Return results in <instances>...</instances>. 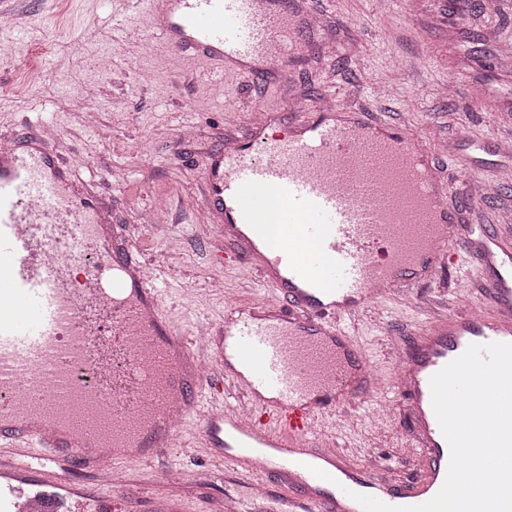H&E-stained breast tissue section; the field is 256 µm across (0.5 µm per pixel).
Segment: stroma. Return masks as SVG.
<instances>
[{
  "mask_svg": "<svg viewBox=\"0 0 512 512\" xmlns=\"http://www.w3.org/2000/svg\"><path fill=\"white\" fill-rule=\"evenodd\" d=\"M327 12L316 34L327 54L298 60L294 92L313 108L325 92L347 91L360 111L414 130L421 147L440 155L453 201L466 202L479 223H496L512 201V183L496 180L512 159L493 149L512 137V70L495 61L498 43L512 35V0H331ZM217 78L208 65L155 42L148 16L126 0H26L22 24L0 19V134L27 119L53 124L74 176L95 183L118 223H142L161 202L179 208V222L144 240L143 249L147 262L169 258L167 300L185 327L220 319L229 302L267 297L255 271L210 259L219 242L198 202L203 151L225 128L247 133L268 104L241 81L217 98ZM472 139L489 147L481 174L494 184L479 199L469 193L465 144ZM216 280L222 291L213 289ZM476 283L454 268L363 317L356 340L380 382L362 403L337 413L339 448L373 457L397 480L412 472L399 431L386 441L378 436L393 383L391 336L424 322L431 301L450 313L468 308ZM173 466L199 472L211 496L239 491L223 464L187 448L145 472L148 490H162Z\"/></svg>",
  "mask_w": 512,
  "mask_h": 512,
  "instance_id": "obj_1",
  "label": "stroma"
}]
</instances>
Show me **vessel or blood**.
<instances>
[{"label":"vessel or blood","instance_id":"b4317fda","mask_svg":"<svg viewBox=\"0 0 512 512\" xmlns=\"http://www.w3.org/2000/svg\"><path fill=\"white\" fill-rule=\"evenodd\" d=\"M168 48L224 76L284 93L320 14L315 0H129ZM288 136L225 137L206 155L202 207L224 227L213 263L258 271L270 302L227 304L205 335L166 307L167 268L143 261L146 227L116 224L91 183L73 178L43 124L6 136L0 154V512L36 499L38 512H101V488L124 512H193L150 493L115 464L152 463L180 446L222 459L264 512H363L358 495L415 506L442 488L450 451L431 377L472 344L512 343V243L449 207L447 179L400 125L326 96L294 101ZM281 206L269 211L267 190ZM278 224L277 239L268 227ZM89 262L83 288L69 268ZM475 265L488 303L434 314L398 346L397 424L415 472L359 465L321 431L376 385L352 334L374 302L431 283L450 264ZM111 309L124 351L94 343L89 304ZM29 318H20L19 309ZM112 418L133 449L83 451L56 421Z\"/></svg>","mask_w":512,"mask_h":512}]
</instances>
